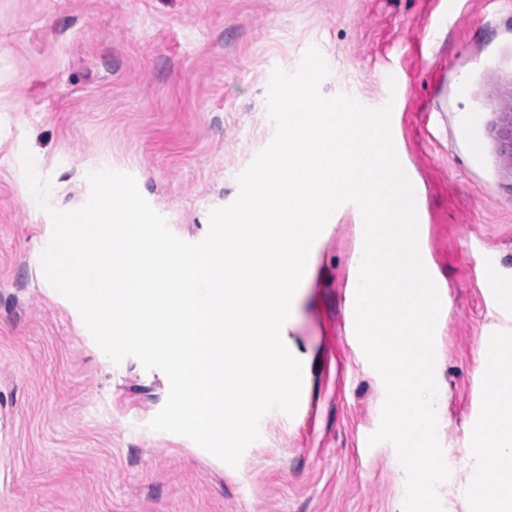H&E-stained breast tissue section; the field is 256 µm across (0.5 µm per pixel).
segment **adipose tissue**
<instances>
[{"label":"adipose tissue","mask_w":512,"mask_h":512,"mask_svg":"<svg viewBox=\"0 0 512 512\" xmlns=\"http://www.w3.org/2000/svg\"><path fill=\"white\" fill-rule=\"evenodd\" d=\"M492 338L481 357L492 417L476 421L469 432L474 473L467 488L473 512H512V352L503 353Z\"/></svg>","instance_id":"ef3b65f1"}]
</instances>
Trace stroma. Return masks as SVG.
<instances>
[{
    "instance_id": "stroma-1",
    "label": "stroma",
    "mask_w": 512,
    "mask_h": 512,
    "mask_svg": "<svg viewBox=\"0 0 512 512\" xmlns=\"http://www.w3.org/2000/svg\"><path fill=\"white\" fill-rule=\"evenodd\" d=\"M0 0V512H401L407 478L369 444L383 393L348 331L351 214L331 219L285 338L306 354L295 415H264L237 466L149 421L165 375L100 353L46 280L51 210L86 204L89 172L132 174L196 243L273 140L274 69L309 47L324 95L368 103L397 81V149L422 187L427 246L448 282L437 349L454 460L442 512H470L468 435L490 416L480 357L512 330L493 286L512 276V0Z\"/></svg>"
}]
</instances>
